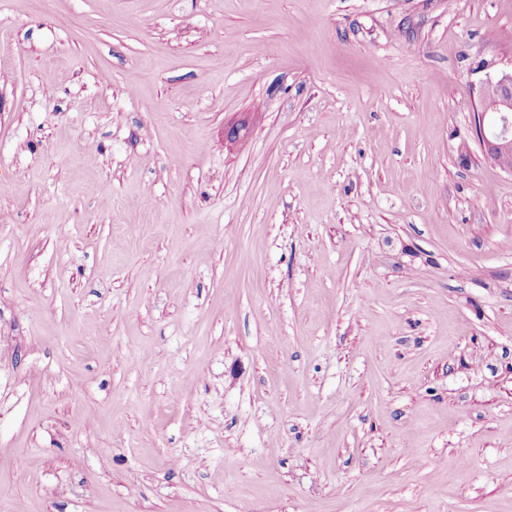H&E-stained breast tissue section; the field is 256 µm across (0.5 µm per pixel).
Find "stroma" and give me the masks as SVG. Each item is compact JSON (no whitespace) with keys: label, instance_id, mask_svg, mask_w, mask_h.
Returning a JSON list of instances; mask_svg holds the SVG:
<instances>
[{"label":"stroma","instance_id":"35a3bbf8","mask_svg":"<svg viewBox=\"0 0 512 512\" xmlns=\"http://www.w3.org/2000/svg\"><path fill=\"white\" fill-rule=\"evenodd\" d=\"M511 68L512 0H0V512H512ZM475 127L485 159L512 175V69L488 76L478 90Z\"/></svg>","mask_w":512,"mask_h":512}]
</instances>
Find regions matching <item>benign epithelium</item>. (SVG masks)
I'll use <instances>...</instances> for the list:
<instances>
[{"label": "benign epithelium", "mask_w": 512, "mask_h": 512, "mask_svg": "<svg viewBox=\"0 0 512 512\" xmlns=\"http://www.w3.org/2000/svg\"><path fill=\"white\" fill-rule=\"evenodd\" d=\"M475 127L485 159L512 175V70L480 84Z\"/></svg>", "instance_id": "1"}]
</instances>
